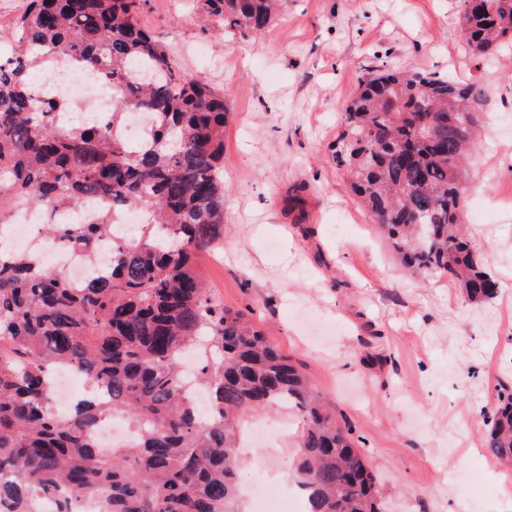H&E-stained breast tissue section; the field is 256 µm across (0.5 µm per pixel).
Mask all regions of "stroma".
I'll list each match as a JSON object with an SVG mask.
<instances>
[{
    "mask_svg": "<svg viewBox=\"0 0 512 512\" xmlns=\"http://www.w3.org/2000/svg\"><path fill=\"white\" fill-rule=\"evenodd\" d=\"M459 16L460 0H284L269 29L232 38L204 35L194 0L139 12L230 112L224 241L196 258L206 292L266 333L352 426L387 512H512V463L486 453L482 421L512 390V47L472 53ZM380 62L485 91L465 222L500 280L491 300L405 270L336 168L340 116ZM255 423L280 434L242 448L239 481L264 465L288 476L297 417L276 408L240 427Z\"/></svg>",
    "mask_w": 512,
    "mask_h": 512,
    "instance_id": "35a3bbf8",
    "label": "stroma"
}]
</instances>
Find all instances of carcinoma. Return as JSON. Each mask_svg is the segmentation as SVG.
Returning a JSON list of instances; mask_svg holds the SVG:
<instances>
[{"label": "carcinoma", "mask_w": 512, "mask_h": 512, "mask_svg": "<svg viewBox=\"0 0 512 512\" xmlns=\"http://www.w3.org/2000/svg\"><path fill=\"white\" fill-rule=\"evenodd\" d=\"M145 0H30L16 50L0 59V225L18 207L74 209L104 198L91 224L44 233L92 253L129 208L139 235L112 245L109 267L78 285L24 253L0 256V512H59L95 498L101 512H240L235 417L285 407L300 422L294 481L311 512H385L364 451L304 376L243 315L212 302L194 258L224 237V96L182 73L138 19ZM281 0H196L203 21L247 36L267 29ZM460 34L487 59L512 44V0H462ZM57 59L112 92L101 122L71 112L64 94L40 98ZM153 70L144 84L136 72ZM477 84L377 66L361 78L332 144L337 167L401 263L447 276L479 303L498 293L466 234L467 161L479 146ZM148 112L146 141L118 131ZM203 350L193 381L209 393L201 415L185 389L184 354ZM68 368L105 386L58 415L46 370ZM126 414L134 440L109 450L97 425ZM485 448L512 458V393L484 417Z\"/></svg>", "instance_id": "carcinoma-1"}]
</instances>
